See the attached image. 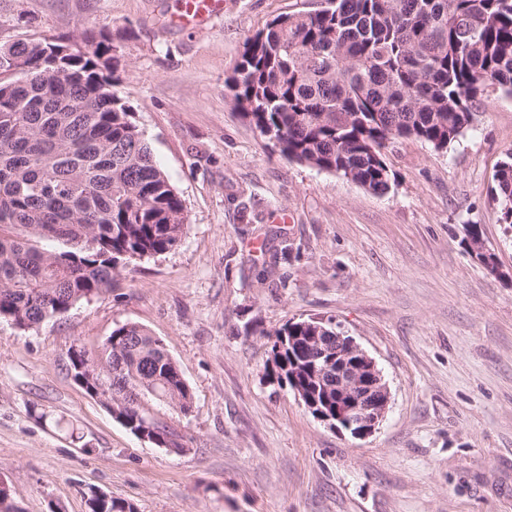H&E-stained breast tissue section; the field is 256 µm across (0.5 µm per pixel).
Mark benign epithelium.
Listing matches in <instances>:
<instances>
[{
	"label": "benign epithelium",
	"instance_id": "benign-epithelium-1",
	"mask_svg": "<svg viewBox=\"0 0 512 512\" xmlns=\"http://www.w3.org/2000/svg\"><path fill=\"white\" fill-rule=\"evenodd\" d=\"M490 251L481 243L472 250L471 258L482 264L489 273L512 280L497 260L489 258ZM297 354L304 361L321 359L323 373L336 370V379L330 383L320 380L327 392H336V408L324 409L317 402H309L308 409L315 418L338 430H345L355 438H366L387 412L390 394L376 362L350 336L336 332V336H308L295 344Z\"/></svg>",
	"mask_w": 512,
	"mask_h": 512
}]
</instances>
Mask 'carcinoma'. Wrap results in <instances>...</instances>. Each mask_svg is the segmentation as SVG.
I'll list each match as a JSON object with an SVG mask.
<instances>
[{
    "mask_svg": "<svg viewBox=\"0 0 512 512\" xmlns=\"http://www.w3.org/2000/svg\"><path fill=\"white\" fill-rule=\"evenodd\" d=\"M275 17L248 38L227 82L236 106L288 158L375 194L390 189L387 144L444 150L471 126L492 88L512 97V0H326ZM0 46V320L26 332L112 291L121 269L180 243L184 207L128 108L112 91L110 36ZM512 226V152L493 189ZM49 241L57 248L49 250ZM309 318L273 336H332ZM104 384L124 426L178 435L147 412L150 395L188 413L177 363L136 323L112 330ZM268 378L288 385V348L272 341ZM89 512H138L109 497Z\"/></svg>",
    "mask_w": 512,
    "mask_h": 512,
    "instance_id": "obj_1",
    "label": "carcinoma"
}]
</instances>
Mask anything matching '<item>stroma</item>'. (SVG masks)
I'll use <instances>...</instances> for the list:
<instances>
[{
    "label": "stroma",
    "instance_id": "35a3bbf8",
    "mask_svg": "<svg viewBox=\"0 0 512 512\" xmlns=\"http://www.w3.org/2000/svg\"><path fill=\"white\" fill-rule=\"evenodd\" d=\"M323 0H224L204 26L181 0H0V45L112 34L114 91L180 196L172 251L26 333L0 322V480L14 512H87L95 487L138 512H512V282L465 253L467 225L504 271L512 226L491 189L512 98L486 92L437 151L399 139L377 195L288 159L225 81L248 38ZM323 318L377 363L387 413L363 439L314 418L265 374L266 331ZM159 338L190 412L153 398L182 450L141 440L73 380L68 353L118 325Z\"/></svg>",
    "mask_w": 512,
    "mask_h": 512
}]
</instances>
